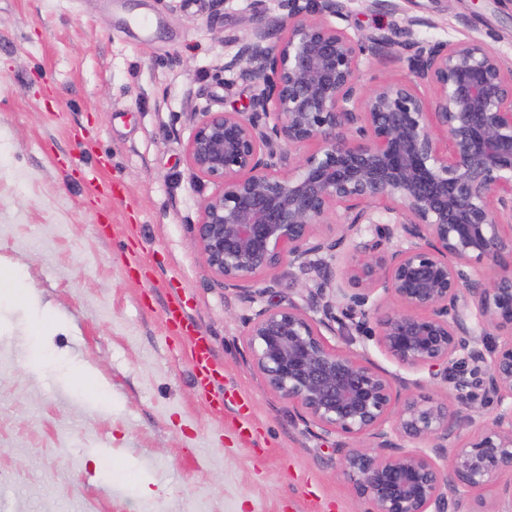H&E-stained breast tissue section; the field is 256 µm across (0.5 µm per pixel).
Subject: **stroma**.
I'll return each instance as SVG.
<instances>
[{
    "label": "stroma",
    "instance_id": "stroma-1",
    "mask_svg": "<svg viewBox=\"0 0 512 512\" xmlns=\"http://www.w3.org/2000/svg\"><path fill=\"white\" fill-rule=\"evenodd\" d=\"M420 37L484 40L512 61V0H398ZM279 0H0V512H365L253 370L245 308L203 265L187 105L248 112L227 72ZM111 183L94 194L92 176ZM141 262L131 266V252ZM178 294L226 389L216 414L166 322ZM39 317L48 336H32ZM151 496H144V489Z\"/></svg>",
    "mask_w": 512,
    "mask_h": 512
}]
</instances>
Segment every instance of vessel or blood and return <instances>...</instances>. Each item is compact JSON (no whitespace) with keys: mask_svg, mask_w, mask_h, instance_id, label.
<instances>
[{"mask_svg":"<svg viewBox=\"0 0 512 512\" xmlns=\"http://www.w3.org/2000/svg\"><path fill=\"white\" fill-rule=\"evenodd\" d=\"M167 325L177 331L186 346V354L193 366L197 387L210 392L218 379L219 370L211 344L198 336L180 298H170L165 310Z\"/></svg>","mask_w":512,"mask_h":512,"instance_id":"1","label":"vessel or blood"}]
</instances>
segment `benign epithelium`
I'll use <instances>...</instances> for the list:
<instances>
[{
	"label": "benign epithelium",
	"instance_id": "benign-epithelium-1",
	"mask_svg": "<svg viewBox=\"0 0 512 512\" xmlns=\"http://www.w3.org/2000/svg\"><path fill=\"white\" fill-rule=\"evenodd\" d=\"M347 2L280 0L275 38L257 13L223 64L261 83L251 113L191 107L187 160L214 186L199 254L250 311L266 389L336 434L368 512H475L512 474V62L477 38L422 40L425 19L355 38L328 21ZM383 54L409 78L364 87ZM284 265L315 281L305 304L274 300ZM369 340L445 390L380 369Z\"/></svg>",
	"mask_w": 512,
	"mask_h": 512
}]
</instances>
